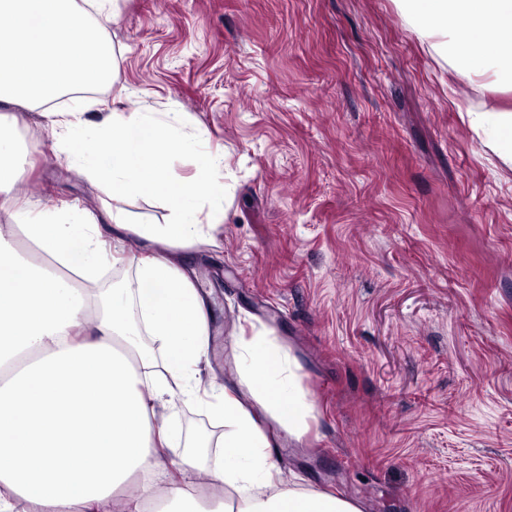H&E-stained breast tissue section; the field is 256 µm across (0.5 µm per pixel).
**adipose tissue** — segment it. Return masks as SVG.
Masks as SVG:
<instances>
[{
	"mask_svg": "<svg viewBox=\"0 0 512 512\" xmlns=\"http://www.w3.org/2000/svg\"><path fill=\"white\" fill-rule=\"evenodd\" d=\"M423 42L468 78L512 84V0H396ZM115 0H0V103L41 109L56 139L58 164L107 185L115 199H162L164 223L139 222L104 206L35 209L21 196L26 178L19 146L0 128V196L14 205L17 233L35 246L28 258L0 236V512H107L121 487L138 477L144 496L123 512H361L353 501L317 490L276 487V437L270 418L303 440L315 405L289 350L268 334L239 336L236 360L248 399L203 373L211 346L209 302L168 250L216 245L226 187L215 172L223 157L187 135L178 112H121L95 121L86 92L120 79L104 26ZM512 163V113L477 112ZM196 171L174 178V159ZM161 245L153 255L112 250L104 226ZM125 264L119 285L100 288L104 268ZM193 404L223 426L202 438L210 457L197 467L177 424ZM176 471L163 469L164 458ZM217 495L200 502L196 483Z\"/></svg>",
	"mask_w": 512,
	"mask_h": 512,
	"instance_id": "1",
	"label": "adipose tissue"
}]
</instances>
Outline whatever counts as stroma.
Masks as SVG:
<instances>
[{
	"label": "stroma",
	"instance_id": "1",
	"mask_svg": "<svg viewBox=\"0 0 512 512\" xmlns=\"http://www.w3.org/2000/svg\"><path fill=\"white\" fill-rule=\"evenodd\" d=\"M92 34L121 51L93 112L183 113L224 157L218 244L187 267L221 378L243 328L300 366L315 413L281 473L363 512H512V168L468 117L512 89L469 81L395 0H118ZM9 130L24 199H108L39 112Z\"/></svg>",
	"mask_w": 512,
	"mask_h": 512
}]
</instances>
